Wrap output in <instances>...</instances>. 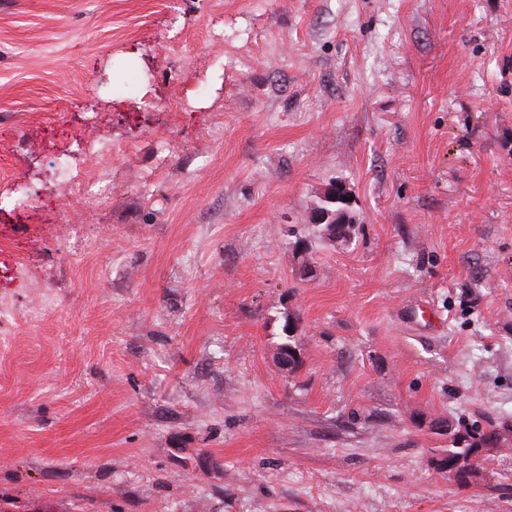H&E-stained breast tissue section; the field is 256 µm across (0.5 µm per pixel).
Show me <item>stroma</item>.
Returning a JSON list of instances; mask_svg holds the SVG:
<instances>
[{
    "instance_id": "1",
    "label": "stroma",
    "mask_w": 512,
    "mask_h": 512,
    "mask_svg": "<svg viewBox=\"0 0 512 512\" xmlns=\"http://www.w3.org/2000/svg\"><path fill=\"white\" fill-rule=\"evenodd\" d=\"M449 415L512 417V0H0V512H512ZM337 187H343V186H340L339 184H332L331 187L327 188L323 195L319 196V200L316 202V205L317 206H326L328 207L329 209L331 210H345V209H348V214H349V218H348V222L347 224H313L312 226L317 228L318 230V233L320 235L321 238H326L332 242H341V243H345L347 242L350 237H351V233H354L355 231V224H352V217L350 216V209H349V203H347L345 200L343 199H339L336 204H327L324 202V200H328V197L329 195L337 188ZM340 227V230H339V233H341L342 231H344L345 233V236H337L335 231H336V228L337 227ZM346 226V227H344ZM495 420L488 422V427L485 428H464L461 430L460 425L458 427L453 421H446L448 427V438L449 445L441 453L438 462H444L448 459V456L458 455H470L476 453V449L480 444L491 442L495 435L498 433V428L502 427V424Z\"/></svg>"
}]
</instances>
